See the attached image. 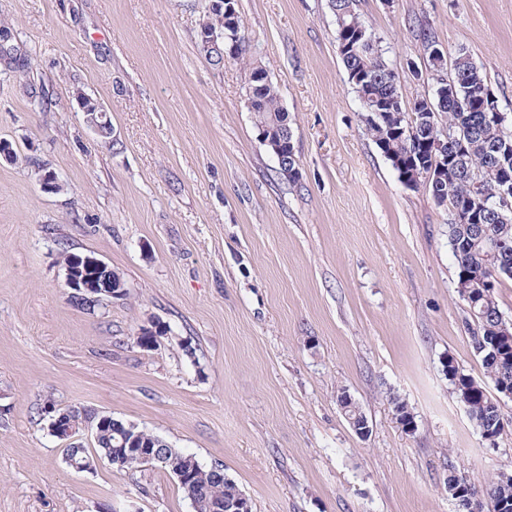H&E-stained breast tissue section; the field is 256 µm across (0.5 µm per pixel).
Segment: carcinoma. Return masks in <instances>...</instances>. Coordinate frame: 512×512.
I'll use <instances>...</instances> for the list:
<instances>
[{
	"label": "carcinoma",
	"mask_w": 512,
	"mask_h": 512,
	"mask_svg": "<svg viewBox=\"0 0 512 512\" xmlns=\"http://www.w3.org/2000/svg\"><path fill=\"white\" fill-rule=\"evenodd\" d=\"M329 7L335 17L336 41L358 38L354 49L339 56L362 109H375L374 120L367 124L374 143L400 181L413 179L422 172L432 173L426 186L434 202L456 208L462 214L461 223L448 222V243L457 270V291L467 305L479 312L475 318L466 316L465 326L474 353L480 358L485 377L494 390H512V324L501 321L495 295L502 281L512 280V215L490 210V201L500 183L512 178V123L500 124L493 120L492 113L485 111L487 78L471 56L461 50L448 77L455 93L442 99L431 94L433 111L415 113L413 126L406 129L396 75L385 58L379 38L361 19L355 0H329ZM418 40L428 59L432 80L438 84L447 70V60L436 54L439 44L429 29L419 28ZM231 45L237 48L232 60L249 66L245 95L258 112L257 120L264 130L261 142L272 153L277 140L291 132L288 113L266 70L253 65L250 41L238 15L232 25L224 28V46ZM30 64L28 57L18 54L10 29L1 27L0 65L8 71L23 72ZM443 114L447 117L444 124L439 122ZM445 126L454 129L455 139L448 147L453 161L434 167L431 139L440 135ZM65 268L74 270L86 288L96 285L102 277L96 266L85 263L81 255L66 256ZM444 369L453 394L467 408L474 425L491 436L500 435L501 414L494 398L453 358L447 359ZM123 427L128 429L135 447L159 449L160 458L155 464L160 468L169 472L180 468L190 475L183 490L193 500L195 512H224V503L239 494V487L225 477L221 467L204 469L193 456L169 446L148 430L133 423H125ZM117 433L109 418L103 422L94 448L70 443L66 448L67 458L81 461L110 455ZM480 494L488 498L490 512L512 509V479L499 478Z\"/></svg>",
	"instance_id": "1"
}]
</instances>
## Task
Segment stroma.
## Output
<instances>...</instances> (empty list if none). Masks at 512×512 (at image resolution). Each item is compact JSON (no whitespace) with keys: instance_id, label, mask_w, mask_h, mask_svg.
<instances>
[{"instance_id":"35a3bbf8","label":"stroma","mask_w":512,"mask_h":512,"mask_svg":"<svg viewBox=\"0 0 512 512\" xmlns=\"http://www.w3.org/2000/svg\"><path fill=\"white\" fill-rule=\"evenodd\" d=\"M208 0H0L31 67L0 71V512H193L155 465L65 461L40 408L131 421L251 512H458L449 475L512 473V399L484 440L443 371L486 377L464 325L448 212L398 179L347 79L328 0H238L288 112L300 180L249 112L248 71L198 47ZM404 105L433 89L417 38L466 50L512 115V0H358ZM48 94L45 111L28 104ZM103 105L116 146L86 122ZM64 190H44L37 164ZM128 293L86 311L64 253ZM161 322L155 348L140 330ZM349 394L371 432L355 434ZM415 416L396 418L394 400Z\"/></svg>"}]
</instances>
